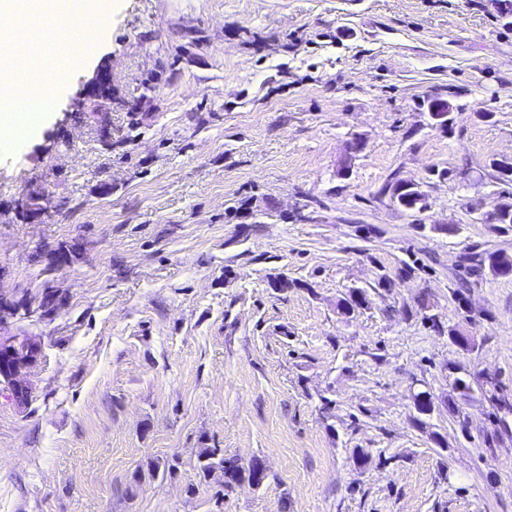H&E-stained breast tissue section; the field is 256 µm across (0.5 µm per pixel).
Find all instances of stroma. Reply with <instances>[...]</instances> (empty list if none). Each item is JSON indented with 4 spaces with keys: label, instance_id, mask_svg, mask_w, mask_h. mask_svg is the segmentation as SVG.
I'll return each mask as SVG.
<instances>
[{
    "label": "stroma",
    "instance_id": "1",
    "mask_svg": "<svg viewBox=\"0 0 512 512\" xmlns=\"http://www.w3.org/2000/svg\"><path fill=\"white\" fill-rule=\"evenodd\" d=\"M54 22L15 21L54 108L0 147V296L53 307L6 318L43 352L28 404L0 383V512H512V275L459 265L512 253L478 221L512 203V0H110L62 72ZM203 446L263 486L201 478ZM89 84L91 88L89 97L97 103V112H102L104 103L110 100L108 90L112 88V77L109 68L107 66L98 68ZM401 180L388 183L383 189V194L389 196L390 202L396 196V201L403 206H415L416 208L427 209V201L423 193H418L411 188L401 186Z\"/></svg>",
    "mask_w": 512,
    "mask_h": 512
}]
</instances>
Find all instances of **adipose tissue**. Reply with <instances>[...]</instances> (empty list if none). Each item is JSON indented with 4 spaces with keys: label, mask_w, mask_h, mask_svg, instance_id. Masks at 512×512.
Listing matches in <instances>:
<instances>
[{
    "label": "adipose tissue",
    "mask_w": 512,
    "mask_h": 512,
    "mask_svg": "<svg viewBox=\"0 0 512 512\" xmlns=\"http://www.w3.org/2000/svg\"><path fill=\"white\" fill-rule=\"evenodd\" d=\"M50 13L96 40L106 12L101 0H0V27L10 28L16 15ZM25 42L10 39L0 44V66L8 76L0 81V139H24L40 126L52 109V101L35 94L18 75L28 65Z\"/></svg>",
    "instance_id": "1"
}]
</instances>
